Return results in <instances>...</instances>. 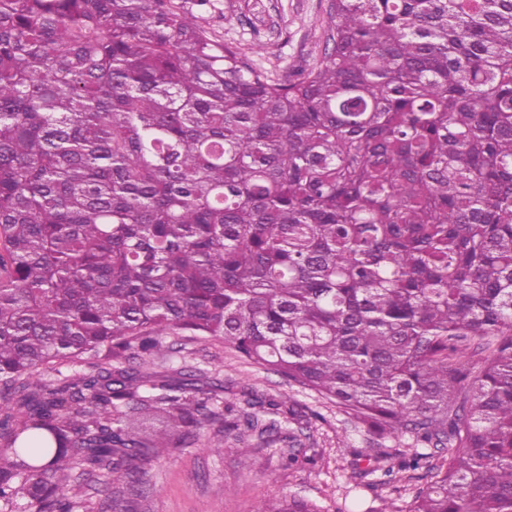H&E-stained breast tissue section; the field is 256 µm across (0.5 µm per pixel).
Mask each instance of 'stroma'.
<instances>
[{
	"mask_svg": "<svg viewBox=\"0 0 512 512\" xmlns=\"http://www.w3.org/2000/svg\"><path fill=\"white\" fill-rule=\"evenodd\" d=\"M331 2L211 0L197 15L205 30L281 83L318 65L330 39ZM162 340L172 357L155 362V369L200 375L215 407H242L249 392L293 401L296 441L237 437L208 423L198 441L173 442L168 454L143 463L141 493H131L119 473L105 484L89 479L77 512H254L260 500L290 495L316 512H380L387 500L404 510L426 486L423 470H398L388 482L374 471L376 458L397 467L413 451L426 454L433 466L448 457L446 445L417 442L408 432L381 437L367 431L336 404L246 360L223 341L179 331ZM290 452L299 458L296 465L286 461Z\"/></svg>",
	"mask_w": 512,
	"mask_h": 512,
	"instance_id": "stroma-1",
	"label": "stroma"
}]
</instances>
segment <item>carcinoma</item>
I'll return each instance as SVG.
<instances>
[{"label":"carcinoma","instance_id":"cac0c4a2","mask_svg":"<svg viewBox=\"0 0 512 512\" xmlns=\"http://www.w3.org/2000/svg\"><path fill=\"white\" fill-rule=\"evenodd\" d=\"M209 2L0 0V504L76 512L73 472L133 484L213 417L191 374L34 379L179 330L379 436L450 428L409 512H512V0H333L286 84ZM247 404L224 432L293 414Z\"/></svg>","mask_w":512,"mask_h":512}]
</instances>
